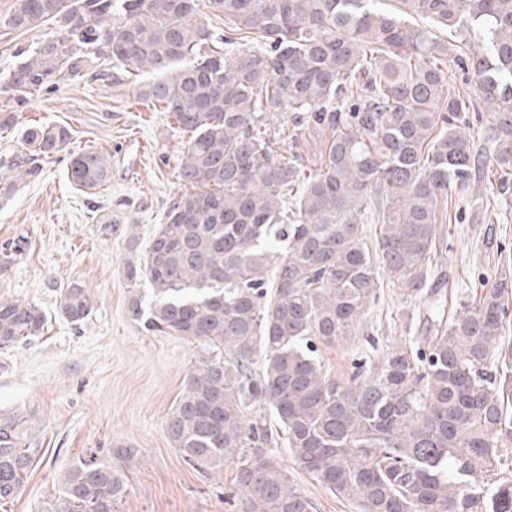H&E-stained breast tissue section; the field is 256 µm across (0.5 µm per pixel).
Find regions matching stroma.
<instances>
[{
    "label": "stroma",
    "instance_id": "1",
    "mask_svg": "<svg viewBox=\"0 0 512 512\" xmlns=\"http://www.w3.org/2000/svg\"><path fill=\"white\" fill-rule=\"evenodd\" d=\"M54 31L50 24L20 31L0 23V72L16 63L18 50L34 48ZM140 81L134 74L107 81L64 78L53 92L24 104L0 92V115L14 117L12 127L0 129V160L22 149L19 131L35 123L65 124L74 133L73 149L95 146L112 154L110 183L98 195L71 185L64 156L45 162L37 181L0 195V248L17 249L14 263L0 266V296L36 303L48 318L41 336L0 350V417L24 415L41 449L10 512H43L57 499L60 476L73 458L105 456L121 445L141 449L142 458L128 473L119 512L240 509L230 472L209 475L190 467L166 432L185 377L206 347L148 332L126 314L128 233L136 231L140 247H147L170 201L184 190L176 170L180 135L167 113L136 103ZM293 123L287 112L268 121L273 145L314 169L325 137L313 127L293 130ZM483 178L480 193L453 192L452 220L442 227V269L430 283L450 310L475 303L498 267L512 265V199L498 195L496 176L487 172ZM107 216L108 228L102 223ZM71 282L89 285L97 296L94 311L78 327L58 312L60 292ZM426 308L425 296H411L381 276L366 337L320 348L326 368L347 376L354 359L405 339L423 342L433 332ZM276 456L290 482L314 502V512H360L284 450Z\"/></svg>",
    "mask_w": 512,
    "mask_h": 512
}]
</instances>
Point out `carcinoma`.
Masks as SVG:
<instances>
[{
    "instance_id": "1",
    "label": "carcinoma",
    "mask_w": 512,
    "mask_h": 512,
    "mask_svg": "<svg viewBox=\"0 0 512 512\" xmlns=\"http://www.w3.org/2000/svg\"><path fill=\"white\" fill-rule=\"evenodd\" d=\"M211 16L231 35L204 52ZM17 0L4 24L56 32L5 76L22 104L65 77L104 78L95 60L150 75L137 99L167 112L186 137L173 198L144 252L127 240L128 317L208 346L192 364L166 429L183 460L206 472L235 464L242 512H314L270 455L279 437L294 462L361 512H512V341L503 330L512 268L445 316L423 346L392 345L367 372L325 369L316 352L357 335L379 271L417 294L427 287L448 221V194L470 188L480 162L462 127L483 104L495 162L512 168V0ZM429 26L416 25L411 19ZM477 32L485 44L466 45ZM458 39L453 44L442 37ZM251 35L240 52L232 45ZM467 53L470 92L446 84L448 54ZM290 112L328 133L320 167L276 158L265 120ZM65 125L33 124L26 152L0 177L3 194L68 156L77 190L95 195L112 155L71 148ZM292 200L293 208L286 206ZM382 210L368 243L360 224ZM94 289L72 282L59 313L81 324ZM36 303L0 297V349L42 334ZM262 370H254L256 360ZM269 410L282 435L255 418ZM19 415L0 418V507L22 494L40 456ZM141 457L120 446L70 463L47 512H118Z\"/></svg>"
}]
</instances>
